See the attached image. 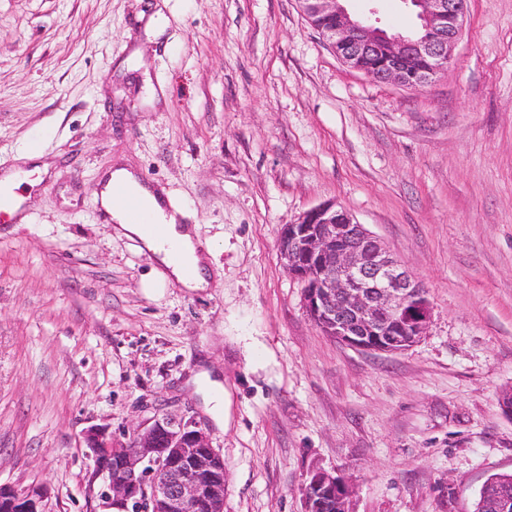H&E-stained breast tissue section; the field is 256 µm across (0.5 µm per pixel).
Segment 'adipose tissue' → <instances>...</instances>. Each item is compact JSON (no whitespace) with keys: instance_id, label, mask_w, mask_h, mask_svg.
Here are the masks:
<instances>
[{"instance_id":"adipose-tissue-1","label":"adipose tissue","mask_w":512,"mask_h":512,"mask_svg":"<svg viewBox=\"0 0 512 512\" xmlns=\"http://www.w3.org/2000/svg\"><path fill=\"white\" fill-rule=\"evenodd\" d=\"M118 187L143 202L150 223L156 226L154 233H145L140 224L133 222L124 204L114 195ZM99 199L115 233L139 241L155 255L159 264L155 272L158 280L175 281L193 292L209 288L212 251L202 246L195 226L185 223L183 208L172 201L165 189L148 184L129 169L117 166L102 182Z\"/></svg>"}]
</instances>
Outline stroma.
Wrapping results in <instances>:
<instances>
[{
    "mask_svg": "<svg viewBox=\"0 0 512 512\" xmlns=\"http://www.w3.org/2000/svg\"><path fill=\"white\" fill-rule=\"evenodd\" d=\"M346 7L416 26L404 0ZM34 146L51 167L25 222L0 224V484L99 512L84 431L166 414L221 452L224 512H304L317 469L350 484L349 512H473L512 473V0H469L419 91L347 67L297 0H0V175ZM117 165L197 225L211 288L158 283L105 224ZM328 202L427 289L407 350L347 346L307 315L279 238Z\"/></svg>",
    "mask_w": 512,
    "mask_h": 512,
    "instance_id": "35a3bbf8",
    "label": "stroma"
}]
</instances>
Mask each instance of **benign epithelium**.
<instances>
[{
    "mask_svg": "<svg viewBox=\"0 0 512 512\" xmlns=\"http://www.w3.org/2000/svg\"><path fill=\"white\" fill-rule=\"evenodd\" d=\"M309 25L348 67L419 90L448 69L467 0H411L419 24L388 35L356 17L342 0H298ZM280 257L304 285L307 314L327 336L380 353L407 350L424 336L432 307L416 277L343 208L324 203L284 226ZM101 512H224V458L192 420L165 416L126 440L106 427L85 433ZM351 488L334 472H313L304 512L325 500L347 512ZM42 487L0 484V512H46Z\"/></svg>",
    "mask_w": 512,
    "mask_h": 512,
    "instance_id": "1",
    "label": "benign epithelium"
}]
</instances>
